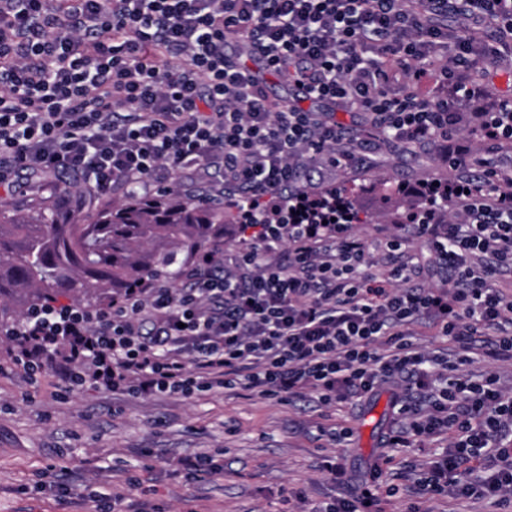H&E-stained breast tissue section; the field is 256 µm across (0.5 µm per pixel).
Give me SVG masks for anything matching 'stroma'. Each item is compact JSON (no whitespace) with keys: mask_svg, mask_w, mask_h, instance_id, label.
Masks as SVG:
<instances>
[{"mask_svg":"<svg viewBox=\"0 0 512 512\" xmlns=\"http://www.w3.org/2000/svg\"><path fill=\"white\" fill-rule=\"evenodd\" d=\"M472 77L489 101L512 99V61L479 62ZM447 174L433 149L380 139L366 169L333 171L329 183L354 200L362 221L352 230L377 258L383 230L417 203L408 188ZM394 392L387 384L368 401L342 406L288 405L245 390L190 399L83 390L61 399L51 382L0 375V512H93L92 493L124 494L148 512H289L283 490L304 488L314 502L334 494L318 469L321 456L360 473L380 462L382 436L396 418ZM331 427L350 434L329 441ZM204 451L222 456L223 476L177 475L181 457ZM66 470L77 474L75 494L60 498L53 486ZM130 470L140 487L127 484Z\"/></svg>","mask_w":512,"mask_h":512,"instance_id":"1","label":"stroma"}]
</instances>
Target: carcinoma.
Wrapping results in <instances>:
<instances>
[{
  "instance_id": "obj_1",
  "label": "carcinoma",
  "mask_w": 512,
  "mask_h": 512,
  "mask_svg": "<svg viewBox=\"0 0 512 512\" xmlns=\"http://www.w3.org/2000/svg\"><path fill=\"white\" fill-rule=\"evenodd\" d=\"M224 236V207L195 206L165 191L133 194L93 213L65 218L52 202L0 211V320H18L63 293L103 306L149 280L170 285L209 241Z\"/></svg>"
}]
</instances>
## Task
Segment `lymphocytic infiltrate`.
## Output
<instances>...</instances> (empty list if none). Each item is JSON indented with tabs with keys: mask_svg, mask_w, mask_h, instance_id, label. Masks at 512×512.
Listing matches in <instances>:
<instances>
[{
	"mask_svg": "<svg viewBox=\"0 0 512 512\" xmlns=\"http://www.w3.org/2000/svg\"><path fill=\"white\" fill-rule=\"evenodd\" d=\"M450 12L512 32V0H0V184L20 190L39 175L100 197L119 185L148 196L192 169L259 228L249 249L200 254L184 287L154 281L109 306L55 303L1 324L0 374L133 397L241 386L325 406L391 383L390 455L366 475L322 456L338 493L310 512H383L409 475L419 499L512 507V389L497 371H460L479 336L484 358L512 365V292L500 286L512 273V160L499 157L512 147V101L475 115L485 156L454 137L463 106L485 95L473 55H502L474 30L450 37L427 22ZM244 55L298 96L271 97ZM399 73L429 93L389 96ZM308 99L329 111L304 109ZM336 105L448 164L385 234L384 276L350 231L351 199L328 189L326 211L308 214L319 187L303 171L365 164L338 149L351 131ZM411 239L428 244L440 286L420 280ZM423 322L455 359L410 341ZM441 436L448 446L427 469H392L393 452Z\"/></svg>",
	"mask_w": 512,
	"mask_h": 512,
	"instance_id": "lymphocytic-infiltrate-1",
	"label": "lymphocytic infiltrate"
}]
</instances>
